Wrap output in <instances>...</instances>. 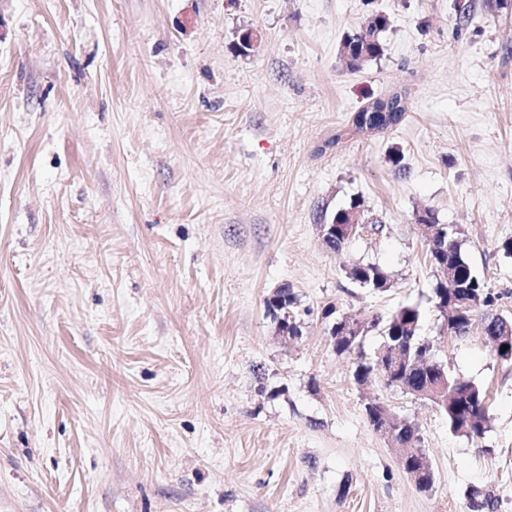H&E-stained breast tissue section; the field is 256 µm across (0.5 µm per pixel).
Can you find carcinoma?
<instances>
[{"instance_id":"obj_1","label":"carcinoma","mask_w":512,"mask_h":512,"mask_svg":"<svg viewBox=\"0 0 512 512\" xmlns=\"http://www.w3.org/2000/svg\"><path fill=\"white\" fill-rule=\"evenodd\" d=\"M389 26V17L384 14L369 16L368 24L354 33L344 35L341 41V54L350 69H359L370 60L376 59L383 54V44L380 34ZM382 112L393 111V124H398L404 117L407 110L405 98L394 93L387 99H377L369 106L361 109L353 118V127L356 132L370 131L373 116L368 114L369 110ZM447 232L446 258L448 262L455 263L458 273L466 276L470 284L472 298L488 309L483 314L486 325V340L496 356L502 360H512V335L503 337L506 320L493 312L494 297L486 288L484 281L474 271L469 261L465 258L459 244V236L462 229L459 226L449 225ZM346 276L353 283L361 288H367L374 292H385L391 288L389 273L381 266L373 263H357L346 270ZM421 313L418 307L413 305H402L398 307L387 319L380 320L381 327L385 330L395 332L381 337L384 342L398 341L408 350L409 360L414 362L410 367L401 366L392 369L386 365L381 369L384 381L389 387H406L414 396H419V391L427 384H431L442 376L445 367L436 361L431 355L429 343L421 339L418 334ZM505 342H500V338ZM364 345L363 337L359 336L353 341L338 336L333 343V349L338 354L358 353L355 362L354 379L363 383L369 379L376 370L377 364L366 359L362 353ZM448 395L455 393L460 395L459 405L448 409L446 416L451 431L465 436L480 437L489 426V415L486 403V392L479 385L464 381L447 375ZM397 440L406 445L410 452V463H419V455L423 453L420 448L421 438L417 428L402 426L398 429Z\"/></svg>"}]
</instances>
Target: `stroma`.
Segmentation results:
<instances>
[{
  "label": "stroma",
  "instance_id": "35a3bbf8",
  "mask_svg": "<svg viewBox=\"0 0 512 512\" xmlns=\"http://www.w3.org/2000/svg\"><path fill=\"white\" fill-rule=\"evenodd\" d=\"M470 3L459 26L456 0H0V512H470L476 489L512 512V361L480 325L440 335L414 220L461 226L512 317V0ZM375 10L384 54L349 69ZM394 93L399 124L353 133ZM355 201L364 229L326 249ZM284 285L291 342L264 305ZM405 303L486 391L482 437L334 351L325 309ZM373 399L417 426L429 491ZM385 99H387V103H385ZM406 98L402 97L401 94L394 93L388 98H380L372 102L369 106L366 108L361 109L359 112L356 113V115L353 118V127L354 131L357 132H363V131H371L373 129V126L365 125L366 119L365 114L373 108L374 112L373 114H380L378 112L384 111L386 108L387 110H393V125L398 124L404 117V114L407 110L406 104H405ZM392 125V126H393ZM360 205L361 204L359 202H353L349 208L337 210L331 219L333 221L336 219V224H342V219L345 214V211L350 210L352 208H360ZM358 223H359L358 215L356 213H353L350 216L349 222L347 224H342L344 227L343 231H344L346 237L350 238L355 233V231L359 225ZM336 224H333V223L320 224L319 227H320V233H321V239H322L323 245H325L326 241L329 240V232L330 231H333L336 234ZM326 227H328L327 230H325ZM346 276L352 283L374 292H385L392 286L389 273L373 263L353 264L346 270Z\"/></svg>",
  "mask_w": 512,
  "mask_h": 512
}]
</instances>
